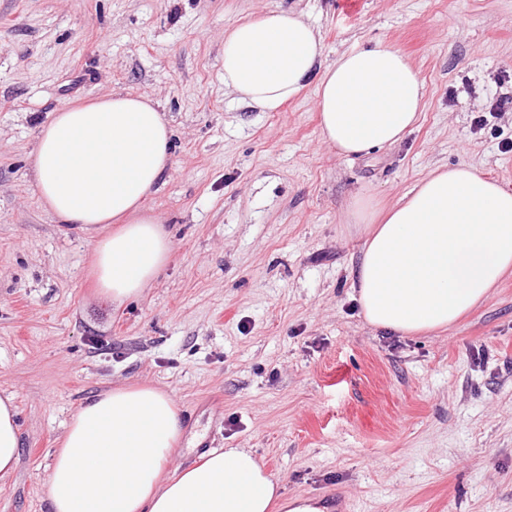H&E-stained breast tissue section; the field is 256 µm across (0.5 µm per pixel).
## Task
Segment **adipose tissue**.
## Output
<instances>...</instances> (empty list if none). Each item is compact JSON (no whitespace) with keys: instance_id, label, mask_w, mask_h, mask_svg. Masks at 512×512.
Returning <instances> with one entry per match:
<instances>
[{"instance_id":"adipose-tissue-1","label":"adipose tissue","mask_w":512,"mask_h":512,"mask_svg":"<svg viewBox=\"0 0 512 512\" xmlns=\"http://www.w3.org/2000/svg\"><path fill=\"white\" fill-rule=\"evenodd\" d=\"M314 87L323 140L340 156L400 143L424 109V83L402 51L325 57L301 12L274 10L224 28V87L236 101L277 112ZM172 166L170 129L156 100L115 91L54 112L37 135L33 177L57 223L96 232L102 292L140 295L165 267L171 242L141 203ZM352 223L367 225L353 270L372 326L401 334L445 331L512 275V190L473 165L440 166L385 208L359 196ZM180 419L165 391L109 389L79 407L54 455L52 512H272L281 482L246 448L209 454L167 474ZM21 446L11 399H0V479Z\"/></svg>"}]
</instances>
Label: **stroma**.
<instances>
[{"label": "stroma", "mask_w": 512, "mask_h": 512, "mask_svg": "<svg viewBox=\"0 0 512 512\" xmlns=\"http://www.w3.org/2000/svg\"><path fill=\"white\" fill-rule=\"evenodd\" d=\"M303 12L328 60L386 42L425 85L417 128L370 155L323 142L315 91L256 112L224 89V26ZM512 0H0V398L21 435L0 512H52L54 453L82 403L148 383L286 498L343 489L354 512H512V276L446 332L374 328L355 300L366 227L438 166L512 189ZM120 91L159 102L172 166L144 200L171 257L118 305L94 233L57 224L31 174L53 112ZM486 116L476 128L477 116Z\"/></svg>", "instance_id": "1"}]
</instances>
